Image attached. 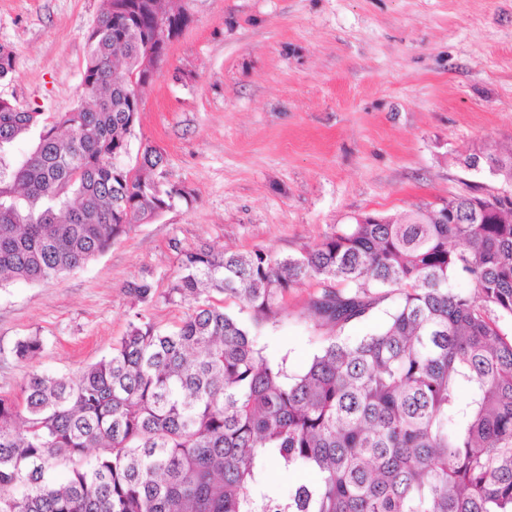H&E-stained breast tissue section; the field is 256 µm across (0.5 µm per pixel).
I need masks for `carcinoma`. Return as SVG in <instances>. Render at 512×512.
Here are the masks:
<instances>
[{"mask_svg":"<svg viewBox=\"0 0 512 512\" xmlns=\"http://www.w3.org/2000/svg\"><path fill=\"white\" fill-rule=\"evenodd\" d=\"M187 22L164 0H106L84 102L45 117L0 98V286L80 268L184 196L140 174L164 164L159 149L145 146L136 169L119 159L138 121L134 84ZM15 67L0 45V80ZM490 158L512 181V150ZM488 203L453 197V224L433 223L427 204L357 220L299 257L180 251L166 299L195 306L175 329L140 318L77 376L33 373L0 396V512H512V210ZM457 278L472 291H454ZM311 280L329 334L292 375L255 329ZM394 291L382 329L341 338ZM42 347L29 336L13 354ZM270 462L317 479L282 495Z\"/></svg>","mask_w":512,"mask_h":512,"instance_id":"obj_1","label":"carcinoma"}]
</instances>
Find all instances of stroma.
I'll list each match as a JSON object with an SVG mask.
<instances>
[{
	"instance_id": "obj_1",
	"label": "stroma",
	"mask_w": 512,
	"mask_h": 512,
	"mask_svg": "<svg viewBox=\"0 0 512 512\" xmlns=\"http://www.w3.org/2000/svg\"><path fill=\"white\" fill-rule=\"evenodd\" d=\"M187 25L140 103L127 167L144 146L183 197L83 268L0 287V395L33 373L73 376L109 355L137 316L174 328L180 250L297 256L356 217L397 219L452 195L511 189L464 161L512 148V0H170ZM103 0H0L16 69L0 98L44 113L80 101ZM147 284L139 301L131 289ZM316 282L292 289L255 337L299 371L326 327ZM40 353L19 361L17 340Z\"/></svg>"
}]
</instances>
